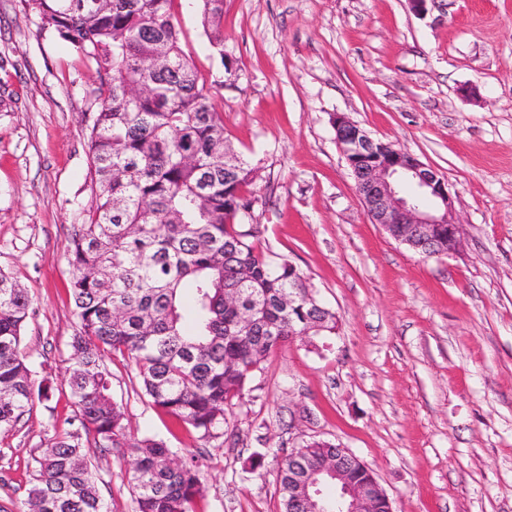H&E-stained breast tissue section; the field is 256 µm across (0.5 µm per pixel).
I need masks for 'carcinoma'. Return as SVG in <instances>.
I'll return each instance as SVG.
<instances>
[{
	"mask_svg": "<svg viewBox=\"0 0 512 512\" xmlns=\"http://www.w3.org/2000/svg\"><path fill=\"white\" fill-rule=\"evenodd\" d=\"M44 28L94 63L90 177L96 187L66 245L77 330L65 369L69 428L35 459L20 512H109L90 449L132 458L133 512H195L199 466L177 463L167 443L138 438L112 398L105 358L133 361L152 405L204 441L224 436V411L244 398L264 359L336 314L312 294L288 306V290L311 288L288 261L257 250L254 168L229 148L213 89L181 45L177 0H32ZM211 45L224 56V0H199ZM28 291L0 271V434L34 399L54 393L35 379L21 335ZM288 512V459L277 472Z\"/></svg>",
	"mask_w": 512,
	"mask_h": 512,
	"instance_id": "carcinoma-1",
	"label": "carcinoma"
}]
</instances>
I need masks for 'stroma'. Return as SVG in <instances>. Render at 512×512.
Here are the masks:
<instances>
[{"instance_id":"stroma-1","label":"stroma","mask_w":512,"mask_h":512,"mask_svg":"<svg viewBox=\"0 0 512 512\" xmlns=\"http://www.w3.org/2000/svg\"><path fill=\"white\" fill-rule=\"evenodd\" d=\"M177 18L198 71L225 73L215 101L256 170L245 221L259 249L306 276L338 327L268 356L209 442L154 410L134 362L108 360L132 432L197 462L198 512H280L275 457L313 438L364 460L394 512H512V0H430L422 17L407 0H224L220 55L197 0ZM95 79L32 0H0V270L33 298L21 347L56 385L0 440L11 512L72 414L66 245L94 196ZM338 113L445 176L459 253L422 258L371 223ZM255 453L257 474L244 469ZM91 462L110 512H132L127 461Z\"/></svg>"}]
</instances>
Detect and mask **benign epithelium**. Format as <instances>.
<instances>
[{"label":"benign epithelium","instance_id":"benign-epithelium-1","mask_svg":"<svg viewBox=\"0 0 512 512\" xmlns=\"http://www.w3.org/2000/svg\"><path fill=\"white\" fill-rule=\"evenodd\" d=\"M336 142L355 181L371 223L417 252L430 248L439 225H448V249L459 252L462 225L457 221L448 181L408 152L376 140L338 114ZM303 447L288 451V512H393L374 471L353 476L354 454L336 446L308 464H299Z\"/></svg>","mask_w":512,"mask_h":512}]
</instances>
